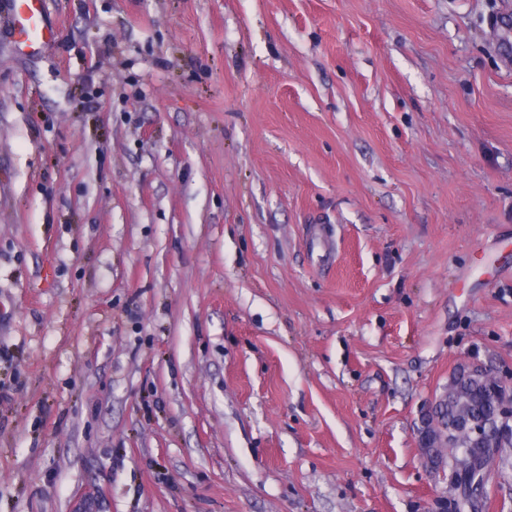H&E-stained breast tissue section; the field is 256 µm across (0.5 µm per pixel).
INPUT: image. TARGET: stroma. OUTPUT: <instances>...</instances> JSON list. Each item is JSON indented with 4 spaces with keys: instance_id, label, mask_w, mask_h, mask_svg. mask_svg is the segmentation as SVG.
<instances>
[{
    "instance_id": "obj_1",
    "label": "stroma",
    "mask_w": 512,
    "mask_h": 512,
    "mask_svg": "<svg viewBox=\"0 0 512 512\" xmlns=\"http://www.w3.org/2000/svg\"><path fill=\"white\" fill-rule=\"evenodd\" d=\"M7 8L0 512H439L421 415L512 375V0ZM9 14L19 35V42L31 49L49 43L53 30L45 22L42 0H9Z\"/></svg>"
}]
</instances>
